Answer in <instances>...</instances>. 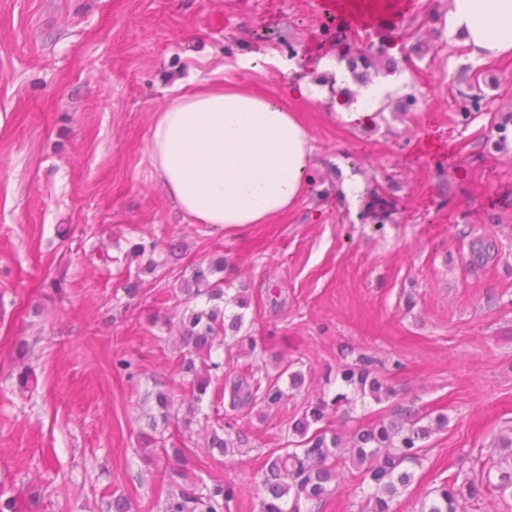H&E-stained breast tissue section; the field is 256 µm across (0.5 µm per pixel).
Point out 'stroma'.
I'll return each instance as SVG.
<instances>
[{
    "instance_id": "obj_1",
    "label": "stroma",
    "mask_w": 512,
    "mask_h": 512,
    "mask_svg": "<svg viewBox=\"0 0 512 512\" xmlns=\"http://www.w3.org/2000/svg\"><path fill=\"white\" fill-rule=\"evenodd\" d=\"M320 2L0 0V497L15 512L33 500L39 512H112L120 495L130 512H163L174 468L224 484L229 512H258L254 474L351 350L373 356L400 396L327 426L343 434L399 404L448 416L393 512H420L428 490L492 455L512 426V151L491 146L512 109V61L471 62L439 36L429 17L446 0H411L401 15L431 49L409 69L419 103L399 125L328 121L327 102L293 99V74L274 64L240 75L301 112L313 140V180L281 222L207 232L151 176L146 144L172 83L248 51L287 56L292 40L299 66L335 55ZM466 68L496 85L490 110L464 127L455 85ZM340 168L363 179L357 206L336 197ZM380 192L382 224L367 214ZM144 238L187 252L156 254L160 279L141 276L129 251ZM477 240L491 246L480 259ZM218 256L225 287L250 300L244 333L266 351L214 353L222 367L200 429L155 452L139 437L153 397L182 390L166 320L192 266ZM61 273L67 295L50 299ZM254 365L272 378L303 371L305 389L271 408L232 406L231 383ZM217 423L234 454L206 450L202 428Z\"/></svg>"
}]
</instances>
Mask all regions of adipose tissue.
I'll return each mask as SVG.
<instances>
[{
    "label": "adipose tissue",
    "instance_id": "adipose-tissue-1",
    "mask_svg": "<svg viewBox=\"0 0 512 512\" xmlns=\"http://www.w3.org/2000/svg\"><path fill=\"white\" fill-rule=\"evenodd\" d=\"M436 23L444 37L460 38L476 62L512 58V0H448ZM317 70L350 85L354 101L333 117L354 126H373L408 83L399 72L353 81L346 62L334 58L322 59ZM184 86H171L146 146L152 172L176 207L212 232L284 218L302 199L313 162L300 115L228 78L207 77L189 93Z\"/></svg>",
    "mask_w": 512,
    "mask_h": 512
}]
</instances>
